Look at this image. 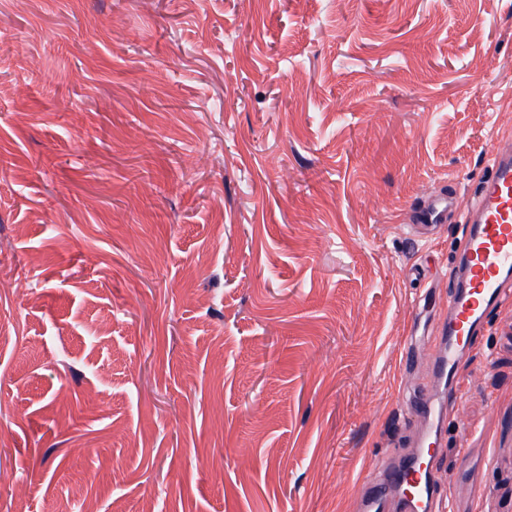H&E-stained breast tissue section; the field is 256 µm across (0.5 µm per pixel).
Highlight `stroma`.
<instances>
[{"instance_id": "35a3bbf8", "label": "stroma", "mask_w": 512, "mask_h": 512, "mask_svg": "<svg viewBox=\"0 0 512 512\" xmlns=\"http://www.w3.org/2000/svg\"><path fill=\"white\" fill-rule=\"evenodd\" d=\"M499 136L512 0H0V512H359ZM460 361L512 512V302ZM453 196L445 192H428L422 195V204L409 216L411 224H445Z\"/></svg>"}]
</instances>
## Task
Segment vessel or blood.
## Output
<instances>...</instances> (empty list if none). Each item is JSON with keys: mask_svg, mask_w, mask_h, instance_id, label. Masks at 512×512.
Here are the masks:
<instances>
[{"mask_svg": "<svg viewBox=\"0 0 512 512\" xmlns=\"http://www.w3.org/2000/svg\"><path fill=\"white\" fill-rule=\"evenodd\" d=\"M487 162L488 174L452 261L448 315L434 338L438 351L431 370L443 383L445 396L414 403L412 414L429 422L422 444L399 462L379 463L377 482L363 488L361 512H435L433 445L444 428L447 405L458 401L456 384L463 375L458 354L483 326L489 310L512 298V145L495 142ZM452 200L445 192L423 194L410 223H445Z\"/></svg>", "mask_w": 512, "mask_h": 512, "instance_id": "1", "label": "vessel or blood"}]
</instances>
